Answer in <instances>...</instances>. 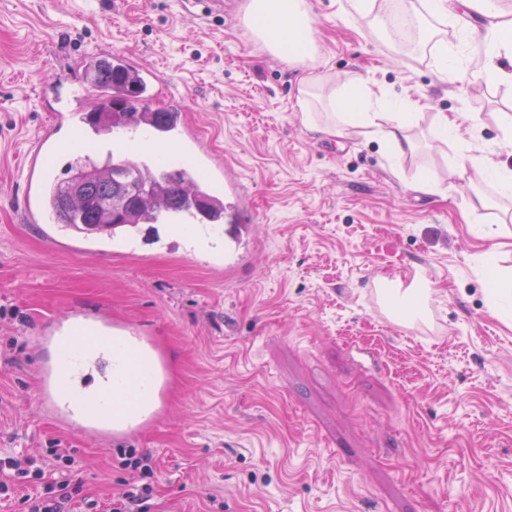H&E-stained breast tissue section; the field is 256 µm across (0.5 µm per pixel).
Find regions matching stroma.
I'll use <instances>...</instances> for the list:
<instances>
[{"label":"stroma","instance_id":"obj_1","mask_svg":"<svg viewBox=\"0 0 512 512\" xmlns=\"http://www.w3.org/2000/svg\"><path fill=\"white\" fill-rule=\"evenodd\" d=\"M246 2L194 17L188 0H0V454L70 449L96 499L128 479L124 452L151 455L150 512H512V321L483 267L493 250L512 268V202L459 169L465 147L512 165V86L442 81L434 44L406 54L381 7L352 19L348 0H311L319 55L290 65L252 38ZM482 23L456 0L438 32L474 63L464 34ZM107 51L156 70L155 107L183 95L200 145L244 184V269H212L217 245L172 224L118 248L28 222L21 163L56 119L51 92L85 85ZM357 73L418 112L412 151L304 125ZM439 112L458 140L435 136ZM422 177L436 193L410 190ZM418 272L428 319H396L381 285ZM103 306L157 340L169 386L162 422L100 442L45 416L36 339Z\"/></svg>","mask_w":512,"mask_h":512}]
</instances>
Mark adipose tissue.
Returning <instances> with one entry per match:
<instances>
[{"label":"adipose tissue","instance_id":"ef3b65f1","mask_svg":"<svg viewBox=\"0 0 512 512\" xmlns=\"http://www.w3.org/2000/svg\"><path fill=\"white\" fill-rule=\"evenodd\" d=\"M467 2L485 19L483 57L476 68L463 67L455 48L440 42L436 50L439 75L451 83L470 79L488 84L512 83V71L503 67L504 61L512 62V19L498 8L496 0ZM244 21L252 37L273 55L291 63L314 58L317 47L310 0H248ZM328 106L331 114L326 124H318L309 112L304 113V122L311 129L320 128L338 137L351 127L363 129L365 135L381 137L399 156L412 150L406 129L415 120V113L409 112L403 101L375 96L362 75L353 76L339 95L330 97ZM460 169L492 184L501 197H512V166L491 162L482 154L466 153L461 157ZM433 293L431 282L415 274L407 288L390 294V310L402 319L414 316Z\"/></svg>","mask_w":512,"mask_h":512}]
</instances>
